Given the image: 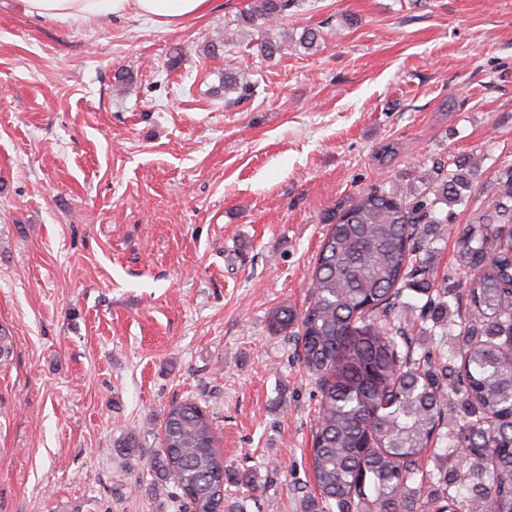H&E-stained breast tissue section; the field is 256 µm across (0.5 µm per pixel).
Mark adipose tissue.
Here are the masks:
<instances>
[{
	"mask_svg": "<svg viewBox=\"0 0 512 512\" xmlns=\"http://www.w3.org/2000/svg\"><path fill=\"white\" fill-rule=\"evenodd\" d=\"M27 13L60 22L104 19L135 9L140 15L174 29L203 14L209 0H22Z\"/></svg>",
	"mask_w": 512,
	"mask_h": 512,
	"instance_id": "1",
	"label": "adipose tissue"
}]
</instances>
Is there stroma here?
<instances>
[{
    "instance_id": "1",
    "label": "stroma",
    "mask_w": 512,
    "mask_h": 512,
    "mask_svg": "<svg viewBox=\"0 0 512 512\" xmlns=\"http://www.w3.org/2000/svg\"><path fill=\"white\" fill-rule=\"evenodd\" d=\"M251 4L210 0L171 30L0 0V512H179L149 464L187 399L254 480L229 501L306 512L319 388L268 316L308 304L336 208L427 191L438 166L470 173L425 254L456 316L452 230L512 164V0H292L266 23ZM426 300L403 283L408 343L455 348Z\"/></svg>"
}]
</instances>
